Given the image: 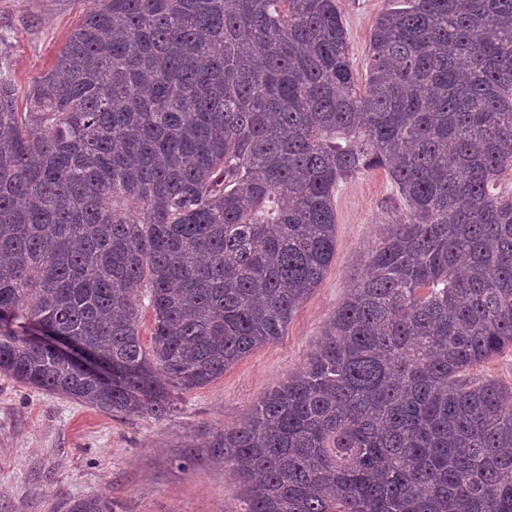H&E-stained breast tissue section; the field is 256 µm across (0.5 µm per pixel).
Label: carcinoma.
Masks as SVG:
<instances>
[{"instance_id":"carcinoma-1","label":"carcinoma","mask_w":512,"mask_h":512,"mask_svg":"<svg viewBox=\"0 0 512 512\" xmlns=\"http://www.w3.org/2000/svg\"><path fill=\"white\" fill-rule=\"evenodd\" d=\"M1 44L0 373L165 416L285 334L338 184L381 168L402 214L306 369L209 448L244 512H512V386L474 374L512 350V0H399L362 83L339 0H96L27 112ZM41 335H35L31 333L28 338H33L37 342L43 343L50 347L57 356L67 360L73 365L80 366L86 370L94 371L103 379H110L108 373L99 369L98 364L94 356L82 348L81 346L74 343L67 336H60L59 334H46L40 330Z\"/></svg>"}]
</instances>
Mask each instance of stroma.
Returning <instances> with one entry per match:
<instances>
[{"mask_svg": "<svg viewBox=\"0 0 512 512\" xmlns=\"http://www.w3.org/2000/svg\"><path fill=\"white\" fill-rule=\"evenodd\" d=\"M393 0H340L352 63L365 74L370 35ZM93 0H0V36L15 82L50 70ZM402 203L383 170L340 182L336 254L284 336L208 385L180 396L162 418L113 415L0 374V512H69L97 494L112 512H242L244 500L208 442L235 426L273 387L302 370L381 229Z\"/></svg>", "mask_w": 512, "mask_h": 512, "instance_id": "stroma-1", "label": "stroma"}]
</instances>
